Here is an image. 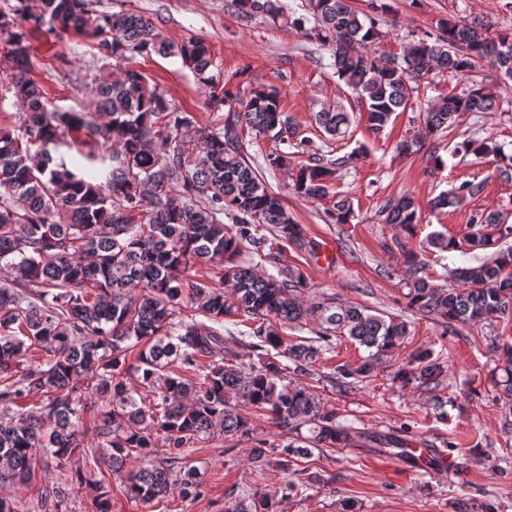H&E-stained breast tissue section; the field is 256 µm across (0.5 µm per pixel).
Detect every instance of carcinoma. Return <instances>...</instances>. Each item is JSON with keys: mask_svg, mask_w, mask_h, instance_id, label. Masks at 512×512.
I'll use <instances>...</instances> for the list:
<instances>
[{"mask_svg": "<svg viewBox=\"0 0 512 512\" xmlns=\"http://www.w3.org/2000/svg\"><path fill=\"white\" fill-rule=\"evenodd\" d=\"M0 8V71L13 75L14 96L23 104L17 128L0 127V479L18 485L34 472L37 453L54 460L62 483L91 491L93 512H112L107 475L125 472L124 492L144 504L173 491L182 499L201 495L202 474L187 466L189 442L222 433L252 442L247 459L256 471L288 472L301 459L326 448L371 446L410 458V428L386 432L340 421L307 387L287 380L291 370L310 374L345 336L368 350L356 364L336 367L335 385L345 392L377 376L381 359L410 335L407 322L361 305L309 304V283L286 263L284 249L312 247L305 228L288 214L247 160L243 129L270 137L277 149L268 165L282 168L306 150L275 89H256L238 99L224 124L200 136L193 149L183 132L193 116L175 108L140 71L120 70L94 87L100 126L83 112L51 108L42 87L28 78L33 68L27 25L62 39L95 41L97 60L119 62L152 53L181 60L209 89V105L222 110L230 99L213 74L207 46L188 39L172 44L153 23L128 12H99L93 0H5ZM246 19L259 15L275 27L302 28L282 0H234ZM314 26L308 39L332 48L337 76L366 106V123L382 134L399 112H420L413 138L396 145L400 155L420 150L458 117L494 112L502 78L512 80V30L491 37L488 24L468 18L441 21L415 37L400 55L370 47L382 37L375 20L349 0H304ZM496 75L478 77L481 62ZM464 83L431 105L418 97L432 74ZM332 137H344L350 114L334 107L317 113ZM81 130L110 148V164L89 177L78 161L67 162ZM486 158L499 177L512 179V153L490 138L455 143L453 154ZM353 151L334 160L313 154L295 174L293 190L308 199L327 198L343 171L358 159ZM484 182L465 181L429 201L432 210L480 197ZM231 223H224V216ZM330 221L354 218L351 199L336 194ZM386 224L416 230L421 209L407 192L381 206ZM512 237V224L498 211L474 212L462 240L434 233L429 246L442 252L491 249ZM248 253L273 271L240 259ZM209 270L207 280L193 274ZM401 274L408 307L454 328L512 318V247L500 248L457 269L458 287L431 279L417 253L404 255ZM228 282L232 292L213 281ZM313 315L316 340L288 345L276 324H297ZM246 324L257 360L245 362L226 346L224 323ZM497 399L512 407V340L488 345ZM136 354L134 362L130 355ZM135 373L149 395L136 397L127 375ZM445 370L430 348L411 354L394 373L402 387L437 394ZM263 415L281 430L280 441L257 439L240 406ZM91 413L95 445L81 439ZM231 512H278L265 496L245 497Z\"/></svg>", "mask_w": 512, "mask_h": 512, "instance_id": "cac0c4a2", "label": "carcinoma"}]
</instances>
